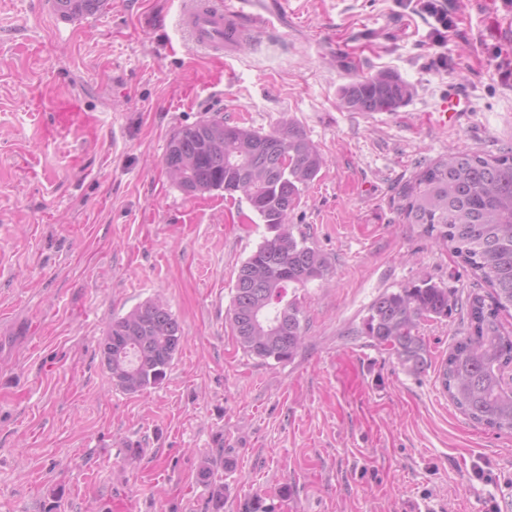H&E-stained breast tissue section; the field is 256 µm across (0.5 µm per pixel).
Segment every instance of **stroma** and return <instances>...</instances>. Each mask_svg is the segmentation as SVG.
I'll return each instance as SVG.
<instances>
[{
	"label": "stroma",
	"instance_id": "1",
	"mask_svg": "<svg viewBox=\"0 0 512 512\" xmlns=\"http://www.w3.org/2000/svg\"><path fill=\"white\" fill-rule=\"evenodd\" d=\"M258 2L269 26L219 70L177 43V0H106L75 21L52 0H0V512H512V433L471 422L438 377L461 311L421 321L418 373L353 333L387 289L487 290L394 196L448 150L512 147V0H450L444 71L431 18L396 0ZM382 71L410 85L404 106L340 107L344 85ZM456 83L470 112L433 126ZM61 98L93 128L53 134ZM208 117L294 128L327 160L290 217L327 261L295 291L292 360L248 355L229 325L265 225L165 173L172 133ZM156 296L185 340L161 385L129 394L98 342Z\"/></svg>",
	"mask_w": 512,
	"mask_h": 512
}]
</instances>
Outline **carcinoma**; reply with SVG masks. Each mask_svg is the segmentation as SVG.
<instances>
[{
  "label": "carcinoma",
  "instance_id": "1",
  "mask_svg": "<svg viewBox=\"0 0 512 512\" xmlns=\"http://www.w3.org/2000/svg\"><path fill=\"white\" fill-rule=\"evenodd\" d=\"M104 0H53L55 12L73 20L97 13ZM411 95L399 76L379 72L344 85L342 105L368 115L395 112ZM325 164L323 155L292 128L263 133L252 127L205 119L173 132L164 165L188 195L221 190L241 194L268 235L240 265L232 296L231 328L242 349L264 361H290L302 347L303 315L287 288H304L324 276L323 254L287 227L302 194ZM405 223L419 224L450 247L490 288L466 302V334L441 367L442 386L471 421L512 432V388L503 373L512 366V336L501 316L512 312V147L496 156L455 151L418 166L396 190ZM448 289L429 279L379 294L357 335L396 356L408 371L427 365L418 334L424 319L446 318ZM112 350L101 358L116 386L137 393L162 383L184 336L177 317L160 299L132 308L108 325Z\"/></svg>",
  "mask_w": 512,
  "mask_h": 512
}]
</instances>
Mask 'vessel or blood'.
<instances>
[{
	"label": "vessel or blood",
	"mask_w": 512,
	"mask_h": 512,
	"mask_svg": "<svg viewBox=\"0 0 512 512\" xmlns=\"http://www.w3.org/2000/svg\"><path fill=\"white\" fill-rule=\"evenodd\" d=\"M253 0H179V27L184 41L212 62H223L226 54L241 48L265 23L263 16L249 12ZM468 94L464 87L453 86L448 100L437 112L434 122L444 127L456 115ZM88 113L80 111L72 101L58 102L53 129L63 133L75 126H90Z\"/></svg>",
	"instance_id": "obj_1"
}]
</instances>
